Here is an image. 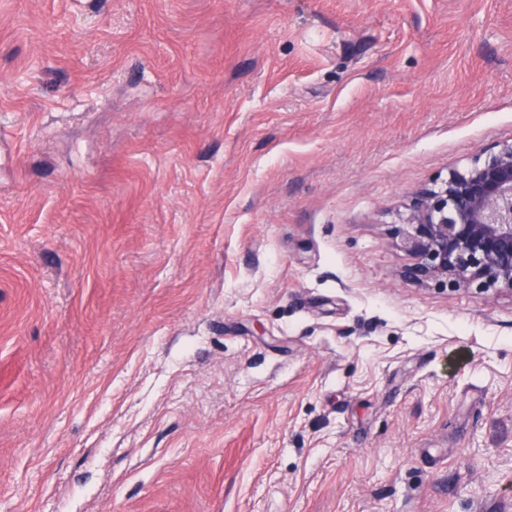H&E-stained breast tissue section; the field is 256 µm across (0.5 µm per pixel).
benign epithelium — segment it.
Returning a JSON list of instances; mask_svg holds the SVG:
<instances>
[{"label": "benign epithelium", "mask_w": 512, "mask_h": 512, "mask_svg": "<svg viewBox=\"0 0 512 512\" xmlns=\"http://www.w3.org/2000/svg\"><path fill=\"white\" fill-rule=\"evenodd\" d=\"M394 235L407 280L512 293V143L418 190Z\"/></svg>", "instance_id": "1"}]
</instances>
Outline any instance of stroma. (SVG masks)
I'll return each instance as SVG.
<instances>
[{
    "mask_svg": "<svg viewBox=\"0 0 512 512\" xmlns=\"http://www.w3.org/2000/svg\"><path fill=\"white\" fill-rule=\"evenodd\" d=\"M512 142V0H0V512H512V294L405 280Z\"/></svg>",
    "mask_w": 512,
    "mask_h": 512,
    "instance_id": "stroma-1",
    "label": "stroma"
}]
</instances>
